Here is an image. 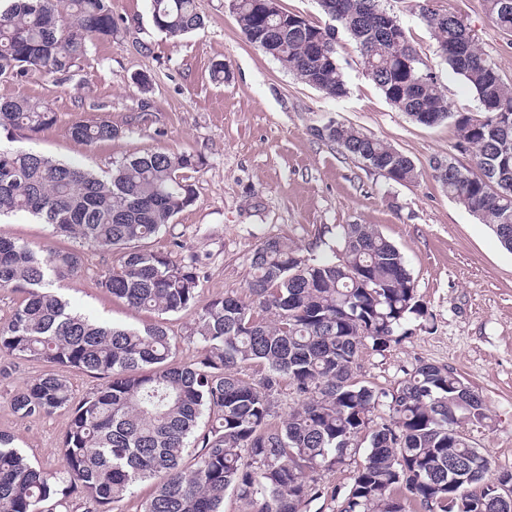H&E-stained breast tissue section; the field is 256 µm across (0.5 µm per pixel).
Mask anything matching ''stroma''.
Here are the masks:
<instances>
[{"mask_svg": "<svg viewBox=\"0 0 512 512\" xmlns=\"http://www.w3.org/2000/svg\"><path fill=\"white\" fill-rule=\"evenodd\" d=\"M419 3L381 0L400 18L452 110L478 111L468 84L436 56ZM430 4L458 15L512 84V34L498 29L485 0ZM198 8L204 26L174 40L154 26L151 0H112L117 32L112 39L90 41L69 80L39 73L23 79L0 76V98L48 102L57 114L56 123L40 132L14 131L11 148L97 174L153 150L200 158L202 165L192 175L195 202L147 247L182 263L197 260L204 301L244 295L249 256L264 239L293 241L306 257L320 259L330 254L336 225H373L404 256L428 315L411 322L409 335L385 351L364 349L358 379L389 392L418 363L453 369L487 409L484 423L467 426L471 441L489 455L493 473L512 471V253L433 176L430 164L437 158L472 165L471 155L454 149V123L425 126L393 107L366 76L346 35L338 37V55L348 93L334 100L251 45L227 0H198ZM218 62L228 80H214ZM142 77L149 80L144 89L138 84ZM331 118L410 157L421 171L419 179L388 180L317 136V127ZM77 120L110 122L118 135L87 145L69 133ZM0 237L82 250L81 273L56 286L75 310L132 327L161 319L99 287L104 273L118 264V254L55 237L49 225L26 213L0 217ZM41 369L35 362L0 360V431L13 435L15 446L33 462L55 470L69 412L24 418L10 406L11 397Z\"/></svg>", "mask_w": 512, "mask_h": 512, "instance_id": "1", "label": "stroma"}]
</instances>
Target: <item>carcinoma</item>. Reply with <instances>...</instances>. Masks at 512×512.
<instances>
[{
    "label": "carcinoma",
    "instance_id": "1",
    "mask_svg": "<svg viewBox=\"0 0 512 512\" xmlns=\"http://www.w3.org/2000/svg\"><path fill=\"white\" fill-rule=\"evenodd\" d=\"M501 30L512 33V8L485 0ZM337 26L323 28L282 11L264 14L263 0H237L246 39L289 73L328 98L346 95L337 32L355 43L367 76L399 111L425 126L452 120L454 149L474 167L432 162L448 197L491 226L512 251V86L456 14L420 13L441 59L475 93L479 112H452L440 84L408 41L400 19L377 21L380 0H336ZM155 27L180 38L204 25L196 0H152ZM117 31L112 0H9L0 9V76L31 72L64 79L92 39ZM57 120L51 104L0 99V131L36 132ZM88 145L110 141L106 122L69 127ZM387 179L412 183V159L363 130L333 120L316 129ZM199 159L148 151L126 158L108 177L54 161L36 151L0 147V216L25 212L68 238L120 254L99 282L113 297L160 315L195 311L188 338L199 345L190 363L175 361L178 337L162 322L143 328L101 323L70 310L53 291L77 275L82 255L34 248L0 237V289L25 298L0 323V357L45 366L10 401L27 418L70 412L59 446L60 467L33 464L0 433V512H45L73 495L97 512L124 500L139 484L154 490L139 512H223L231 491L252 512H304L325 487L322 468L360 454L354 436L371 429L364 459L338 512H512L486 476L491 462L464 432L488 419L480 394L444 366L421 362L390 392L358 381L356 361L370 347L383 351L406 335L405 324L426 315L399 250L370 224L338 226L333 258L311 262L293 241L268 238L249 257L243 297L199 298L197 264L146 249L195 201L188 172ZM261 363L254 382L239 369ZM103 379L76 401L66 373ZM288 383L298 403L280 422L272 396ZM385 423L370 428L376 406ZM208 417L200 426L202 417ZM195 447L192 463L184 462Z\"/></svg>",
    "mask_w": 512,
    "mask_h": 512
}]
</instances>
